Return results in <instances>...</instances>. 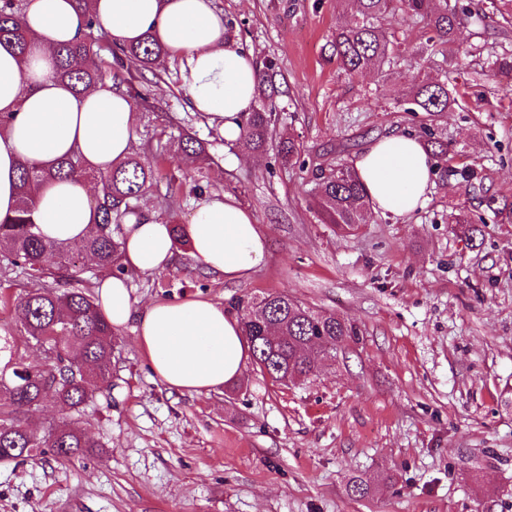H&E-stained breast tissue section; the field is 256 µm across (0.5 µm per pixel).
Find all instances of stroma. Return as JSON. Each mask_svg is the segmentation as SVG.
<instances>
[{
    "instance_id": "1",
    "label": "stroma",
    "mask_w": 512,
    "mask_h": 512,
    "mask_svg": "<svg viewBox=\"0 0 512 512\" xmlns=\"http://www.w3.org/2000/svg\"><path fill=\"white\" fill-rule=\"evenodd\" d=\"M484 21L461 25L443 54H425L423 22L396 23L400 58L388 81L345 73L329 42L348 0H215L228 34L272 72V143L242 157L189 104L185 72L119 67L103 27L91 34L104 81L136 103L134 155L156 181L148 216L189 223L197 203L228 193L267 238L263 263L230 283L176 247L160 273H130L138 302L285 293L359 330L306 381L276 385L254 366L201 395L167 389L117 328L111 397L83 424L100 450L65 463H0V512H512V224L487 223L468 246L450 214L486 216V196L512 202V0H472ZM457 102L439 116L405 111L419 71ZM435 128L448 142V179L407 216L375 213L350 233L321 223L312 171L352 165L372 139ZM189 133L207 160L172 147ZM291 134L304 167L284 163ZM470 172L463 182L461 172ZM32 285L0 278V335L30 362L40 353L13 316ZM369 486L348 491L351 477Z\"/></svg>"
}]
</instances>
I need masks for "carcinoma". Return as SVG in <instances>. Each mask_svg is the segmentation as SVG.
I'll return each mask as SVG.
<instances>
[{"instance_id":"1","label":"carcinoma","mask_w":512,"mask_h":512,"mask_svg":"<svg viewBox=\"0 0 512 512\" xmlns=\"http://www.w3.org/2000/svg\"><path fill=\"white\" fill-rule=\"evenodd\" d=\"M355 10L336 25L331 46L349 75L374 70L391 75L399 44L392 26L399 16L427 22L432 43L454 40L465 20L478 17L471 3L454 0H354ZM92 0H77L83 17L82 36L56 49V76L79 92L101 79L96 68L85 66L92 54L90 31L96 26ZM20 57L28 54L22 8L15 0H0V44ZM121 62L140 69H158L168 53L147 35L136 45L121 50ZM455 104L448 84L422 79L410 99L407 112H446ZM272 113L258 109L248 114L244 139L255 150L269 141ZM431 155H448V143L431 128L423 129ZM178 149L201 155L198 139L184 134ZM318 192L313 203L324 224L342 231L367 224L371 204L357 173L350 167H318L314 173ZM83 178L101 184L95 202L96 226L85 237L56 241L45 238L34 222L36 202L31 188L49 180ZM152 169L128 157L102 176L87 170L79 155L60 160L55 169L36 163L20 164L19 192L14 215L0 221V272L23 269L34 285L14 305L17 321L34 345L42 346L41 362L33 365L14 349L9 337L0 336V462L20 463L39 457L56 462L84 456L100 447L80 426L85 408L112 390L115 346L112 325L99 312L91 284L82 278L80 261L90 258L100 273L123 272L119 264L120 225L140 215V201L153 184ZM485 208L498 224H512V203L489 196ZM265 306L254 310V298H239L234 307L247 336L253 359L263 364L275 382L285 376L308 379L317 368L318 356L336 350L358 336L357 327L334 315L319 313L284 293L262 297ZM51 402L71 412V418L49 427L39 436L25 420Z\"/></svg>"}]
</instances>
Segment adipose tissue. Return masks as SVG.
<instances>
[{"label": "adipose tissue", "instance_id": "1", "mask_svg": "<svg viewBox=\"0 0 512 512\" xmlns=\"http://www.w3.org/2000/svg\"><path fill=\"white\" fill-rule=\"evenodd\" d=\"M94 15L115 45L149 34L180 56L192 109L216 121L225 140L242 141L258 70L252 53L228 39L214 0H94ZM23 25L28 64L0 45V115L10 119L0 130V217L16 205L20 161L49 167L76 151L86 168L105 175L136 143V105L125 91L100 83L76 93L55 76L54 49L82 32L75 0H27ZM354 168L376 211L405 216L427 200L433 160L414 135L393 133L371 142ZM34 197L35 222L48 239L80 238L91 230L95 202L87 181L49 182L35 188ZM182 232L196 264L228 281L248 279L265 257L260 224L228 193L197 203ZM120 243L126 272L98 283L97 304L113 326L136 322L138 348L155 376L190 395L238 380L249 344L222 304L188 298L139 307L131 296L127 272H161L171 265L172 225L141 217L123 225Z\"/></svg>", "mask_w": 512, "mask_h": 512}]
</instances>
